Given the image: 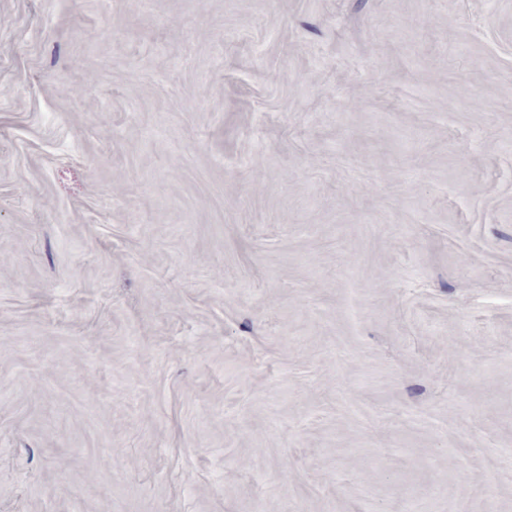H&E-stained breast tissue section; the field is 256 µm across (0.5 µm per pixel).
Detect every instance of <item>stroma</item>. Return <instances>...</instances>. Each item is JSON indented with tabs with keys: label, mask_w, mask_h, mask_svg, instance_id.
Instances as JSON below:
<instances>
[{
	"label": "stroma",
	"mask_w": 512,
	"mask_h": 512,
	"mask_svg": "<svg viewBox=\"0 0 512 512\" xmlns=\"http://www.w3.org/2000/svg\"><path fill=\"white\" fill-rule=\"evenodd\" d=\"M0 512H512V0H0Z\"/></svg>",
	"instance_id": "1"
}]
</instances>
